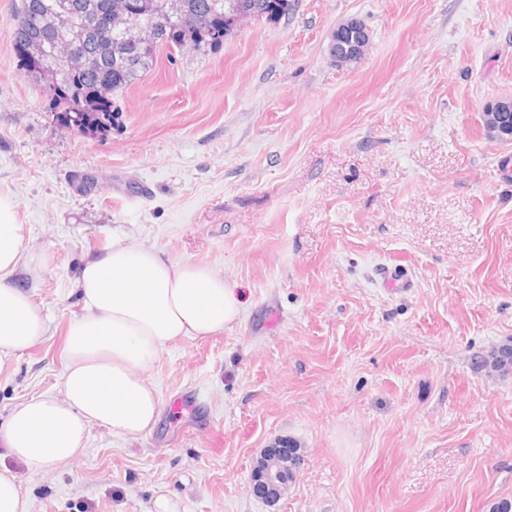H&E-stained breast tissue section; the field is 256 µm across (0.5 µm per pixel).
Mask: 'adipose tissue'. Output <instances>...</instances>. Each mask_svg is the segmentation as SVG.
<instances>
[{
	"mask_svg": "<svg viewBox=\"0 0 512 512\" xmlns=\"http://www.w3.org/2000/svg\"><path fill=\"white\" fill-rule=\"evenodd\" d=\"M28 235L15 201L0 195V373L46 331L31 295L13 281L22 263L36 261ZM76 292L81 312L67 326L57 394L20 401L0 430L7 455L34 475L78 458L92 427L144 437L160 415L146 372L161 350L223 332L242 313L230 282L209 267L120 237L86 256Z\"/></svg>",
	"mask_w": 512,
	"mask_h": 512,
	"instance_id": "1",
	"label": "adipose tissue"
}]
</instances>
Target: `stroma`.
<instances>
[{
    "label": "stroma",
    "mask_w": 512,
    "mask_h": 512,
    "mask_svg": "<svg viewBox=\"0 0 512 512\" xmlns=\"http://www.w3.org/2000/svg\"><path fill=\"white\" fill-rule=\"evenodd\" d=\"M0 0V192L39 269L47 321L0 374V425L58 390L75 281L113 236L209 266L239 322L166 346L136 442L95 427L71 465L30 474V512H490L512 502V0H295L218 48L161 51L114 93L111 126L61 125L12 48ZM349 19L366 57L336 68ZM299 464L252 488L267 449ZM346 31L357 32V39L349 48H345L341 43ZM369 41V33L359 21L351 19L339 23L331 33L330 56L336 66L343 67L356 63L364 56ZM510 102H497L487 104L483 108L482 122L488 136L496 139H504L506 136H512V127L510 126L511 112Z\"/></svg>",
    "instance_id": "stroma-1"
}]
</instances>
